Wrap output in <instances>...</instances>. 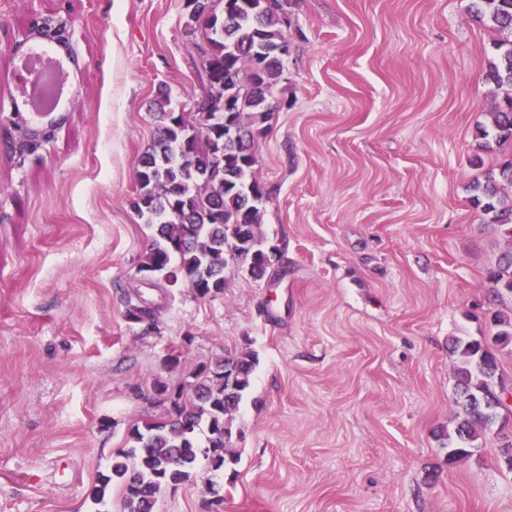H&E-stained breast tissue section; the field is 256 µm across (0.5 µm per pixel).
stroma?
I'll return each mask as SVG.
<instances>
[{
    "label": "stroma",
    "instance_id": "35a3bbf8",
    "mask_svg": "<svg viewBox=\"0 0 512 512\" xmlns=\"http://www.w3.org/2000/svg\"><path fill=\"white\" fill-rule=\"evenodd\" d=\"M58 0H0V512H94L86 494L131 429L223 352L257 354L233 461L157 512H512V416L448 464L457 356L491 340L487 274L507 241L470 184L496 34L469 0H297L278 108L256 143L263 235L285 274L231 264L223 293L140 282L152 235L130 202L167 91L200 90L187 0H69L77 62L53 138L8 144L17 31ZM141 292L154 325L128 323ZM178 364H170L171 356Z\"/></svg>",
    "mask_w": 512,
    "mask_h": 512
}]
</instances>
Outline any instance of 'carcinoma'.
Segmentation results:
<instances>
[{"label":"carcinoma","instance_id":"carcinoma-1","mask_svg":"<svg viewBox=\"0 0 512 512\" xmlns=\"http://www.w3.org/2000/svg\"><path fill=\"white\" fill-rule=\"evenodd\" d=\"M292 0H252L248 10L224 15L209 9V0H194L188 27L202 33L197 45L202 60L199 111L211 121L200 129L176 117L171 97L160 94L152 110L160 125L135 171L131 205L152 228L139 272L155 278L156 288L173 287L184 277L201 298L224 292V270L231 262L247 264L262 279L282 264V251L259 231L264 187L257 180L256 137L275 111L274 86L283 68L279 46L287 41L285 19ZM469 12L499 38L484 74L493 105L490 122L478 130L480 147L512 142V0H470ZM232 102L238 122L252 135H224V101ZM512 162L489 170L471 186V202L486 220L512 242ZM492 291L512 297V250L500 257L490 274ZM125 319L134 324L155 321L154 311L140 295L126 301ZM495 343L512 346V317L498 314ZM458 397L456 426L446 435L448 460L470 455L482 433L500 417L503 379L496 355L482 342L457 337ZM257 357L252 352L213 357L194 376L190 390H169L158 382L155 403L165 413L130 433V445L112 459L87 497L103 512L110 486L124 492L125 512H155L158 496L194 477L200 462L217 474L224 469L232 435L230 420L252 386Z\"/></svg>","mask_w":512,"mask_h":512}]
</instances>
